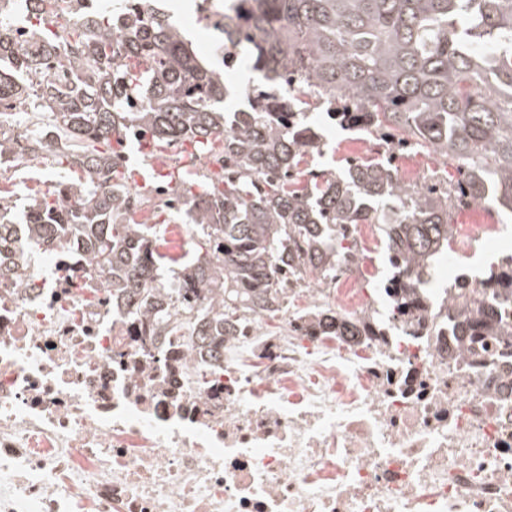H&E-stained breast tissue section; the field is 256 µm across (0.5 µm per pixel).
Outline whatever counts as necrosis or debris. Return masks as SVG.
Segmentation results:
<instances>
[{"label": "necrosis or debris", "instance_id": "4bbe7bcc", "mask_svg": "<svg viewBox=\"0 0 512 512\" xmlns=\"http://www.w3.org/2000/svg\"><path fill=\"white\" fill-rule=\"evenodd\" d=\"M103 0H47L58 55ZM0 25L43 56L18 0ZM373 225L357 258L286 277L279 311L246 313L224 355L192 324L151 335L112 297L81 243L0 276V512H512V343L462 346L449 298L380 273ZM388 289L405 314L359 336L317 315L361 317Z\"/></svg>", "mask_w": 512, "mask_h": 512}]
</instances>
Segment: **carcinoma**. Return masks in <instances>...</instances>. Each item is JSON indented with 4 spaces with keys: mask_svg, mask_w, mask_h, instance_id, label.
Segmentation results:
<instances>
[{
    "mask_svg": "<svg viewBox=\"0 0 512 512\" xmlns=\"http://www.w3.org/2000/svg\"><path fill=\"white\" fill-rule=\"evenodd\" d=\"M33 35L43 59L15 52L0 27V103L34 93L33 107L54 115L52 128L21 140L0 139V157L59 154L71 175L53 199L33 198L21 221L0 214V261L25 260L56 240L81 241L89 266L110 275L125 304L164 331L178 309L216 337L247 307L275 311L283 269L323 270L347 245L346 224H377L392 271L428 274L453 237L452 211L465 199L512 213V0H236L224 13V50L249 47L251 69L279 74L293 110L279 111L268 84L230 96L219 70L197 56L170 15L123 8L120 31L111 12L73 30L79 54L59 63L68 79L48 73L54 34L44 0ZM346 128L373 132L391 149H427L450 161L448 186H406L388 158L348 164L336 174L302 171V153L320 150L310 104ZM132 136L162 152L190 147L215 152L219 170L203 186H175L180 211L195 225L196 257L171 281L159 270L155 224L127 217L130 183L123 158ZM23 235L22 255L14 237ZM512 303L503 288L455 324L462 336H512L497 307ZM329 334L356 336L358 320H318Z\"/></svg>",
    "mask_w": 512,
    "mask_h": 512,
    "instance_id": "obj_1",
    "label": "carcinoma"
}]
</instances>
